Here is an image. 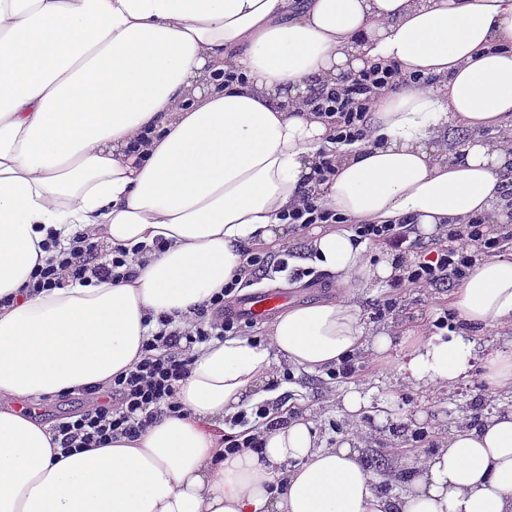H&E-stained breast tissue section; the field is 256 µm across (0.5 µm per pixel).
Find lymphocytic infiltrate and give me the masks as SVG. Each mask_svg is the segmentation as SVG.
Masks as SVG:
<instances>
[{
    "label": "lymphocytic infiltrate",
    "instance_id": "lymphocytic-infiltrate-1",
    "mask_svg": "<svg viewBox=\"0 0 512 512\" xmlns=\"http://www.w3.org/2000/svg\"><path fill=\"white\" fill-rule=\"evenodd\" d=\"M399 83L394 70L374 64L348 78L345 84L321 91L308 99L306 105L314 114L328 119L336 143H353L364 139L377 96L384 90L395 89ZM281 219L297 231L314 224L343 221L312 190L306 191ZM352 230L360 239L384 245L401 257L413 247L400 224H356ZM510 248L511 227L492 233L481 217L454 225L446 245L404 266L402 274L392 283V294L384 299L381 308L395 311L401 288L434 289L454 284L462 281L479 257H491ZM143 255L140 248L112 249L79 235L72 247L56 251L44 263L35 265L28 285L36 291L69 281L106 280L117 273L129 280L134 277L135 266ZM242 256L240 279L225 284L223 291L200 305L189 321L177 324L169 315H157L158 329L143 344L142 358L135 368L114 376L106 389L90 386L88 392L95 398L93 406L53 425L54 438L65 451L78 452L108 445L120 437H136L158 418L181 412L177 389L191 373L194 347L244 330L241 322L227 317L238 299L240 281H254L288 267L287 258H273L261 246L245 248Z\"/></svg>",
    "mask_w": 512,
    "mask_h": 512
}]
</instances>
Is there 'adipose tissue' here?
Listing matches in <instances>:
<instances>
[{
	"label": "adipose tissue",
	"instance_id": "1",
	"mask_svg": "<svg viewBox=\"0 0 512 512\" xmlns=\"http://www.w3.org/2000/svg\"><path fill=\"white\" fill-rule=\"evenodd\" d=\"M373 62L425 82L380 95L368 138L335 146L304 102ZM229 66L235 80L211 83ZM452 128L481 139L449 148ZM331 148L335 177L312 185ZM511 182L512 0H0V512H512V404L451 428L391 496L356 434L321 446L264 387L283 361L313 373L389 352L356 299L397 258L352 225L403 224L426 242L496 217ZM312 186L349 225L314 226L288 263L331 275L340 296L289 307L265 324L267 345L195 346L181 415L62 456L30 406L132 370L148 315L185 320L244 246L287 241L280 216ZM79 232L151 251L130 281L27 289L41 242ZM449 305L454 329L414 339L401 381L450 389L480 364L491 391H512V343L480 345L512 330V254L478 261ZM264 402L262 452L225 453V418Z\"/></svg>",
	"mask_w": 512,
	"mask_h": 512
}]
</instances>
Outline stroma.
<instances>
[{"label":"stroma","instance_id":"35a3bbf8","mask_svg":"<svg viewBox=\"0 0 512 512\" xmlns=\"http://www.w3.org/2000/svg\"><path fill=\"white\" fill-rule=\"evenodd\" d=\"M387 294V289L383 288L362 302L369 324L378 330H391L395 336L396 345L387 359H380L369 350L356 353L359 373L351 379L331 378L325 370L307 373L292 369L285 397L295 408L312 414L318 437L327 446L336 444L346 434L347 424L336 403L340 393L365 385L371 389L373 401L393 399V419L381 423L376 414L368 413L363 415L357 427L368 435L363 455L385 462L383 470L374 472V479L381 484H392L394 492L398 493L404 487L403 473L411 471L420 457L437 450L440 433L469 417L475 403H483V413L488 416L499 404L512 403V393L504 391L497 397H488L482 372L478 369L469 381L447 391L423 392L400 385L397 375L400 342L411 335L431 331L435 321L448 311L451 291L447 288L429 291L406 288L401 292L400 309L378 314L376 305Z\"/></svg>","mask_w":512,"mask_h":512}]
</instances>
